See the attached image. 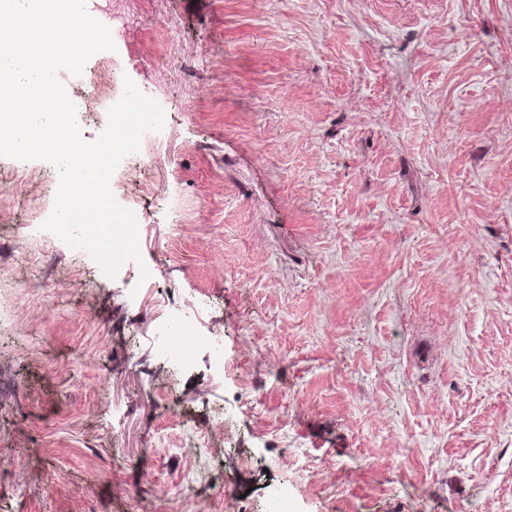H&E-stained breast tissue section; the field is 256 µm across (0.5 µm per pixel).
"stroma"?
Instances as JSON below:
<instances>
[{
	"mask_svg": "<svg viewBox=\"0 0 512 512\" xmlns=\"http://www.w3.org/2000/svg\"><path fill=\"white\" fill-rule=\"evenodd\" d=\"M86 9L83 138L126 77L164 113L112 175L141 258L0 156V512H512V0Z\"/></svg>",
	"mask_w": 512,
	"mask_h": 512,
	"instance_id": "obj_1",
	"label": "stroma"
}]
</instances>
